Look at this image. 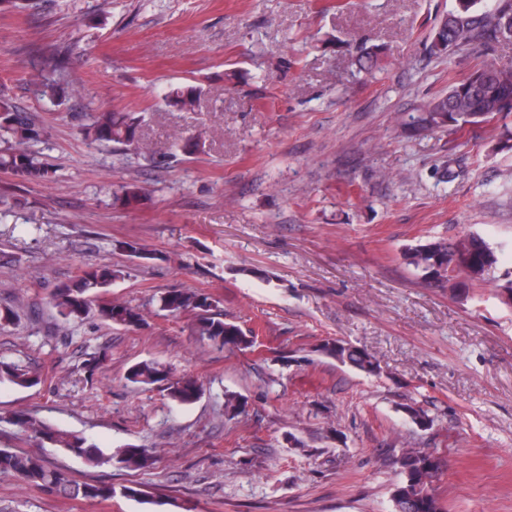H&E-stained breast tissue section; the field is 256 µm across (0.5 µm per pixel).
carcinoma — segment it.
I'll use <instances>...</instances> for the list:
<instances>
[{
    "mask_svg": "<svg viewBox=\"0 0 512 512\" xmlns=\"http://www.w3.org/2000/svg\"><path fill=\"white\" fill-rule=\"evenodd\" d=\"M479 2L456 0L454 11L448 14L433 35L430 44L432 53L447 50L449 42L454 44L456 50L464 51L477 43L488 47L498 39L500 27L512 21V0H499L494 13L481 18L475 16ZM379 54V48L362 45L357 63L362 69H370L377 64ZM31 83L42 98L55 100L64 93L61 83L51 77L38 74ZM509 96H512V66L480 64L465 78L452 83L447 93L435 96L422 105L416 114L410 116L408 126L416 133L443 129L456 131L501 113V102ZM199 98L200 92L191 88L185 92L171 93L166 101L173 108L188 111L196 107ZM139 130V119L128 112H95L91 115L90 123L82 128L84 135L95 141L132 146L146 153L148 147L142 141ZM42 137L43 128L31 114L23 111L9 94L0 90V139L8 142L7 147L0 148V171L9 172L30 183L50 181L55 170L39 160L31 150ZM146 200L145 194L134 185H121L113 191L115 205L135 208ZM460 249L472 251L471 263L465 271L453 263V257ZM403 258L426 284L435 288H454L462 275L471 282H488L494 279L498 263L496 251L476 235L409 246L403 252ZM121 275V270L109 267L86 270L72 282L55 288L51 304L57 314L66 320H83L95 312L104 321L136 330L143 323V316L134 308L118 301L96 302L100 289ZM158 304L160 310L171 314L192 313L198 335L222 347H249L252 333L224 321V314L218 310L219 301L207 294L174 288L160 296ZM127 379L145 386L164 382L170 399L179 404L193 403L200 393L195 381H171L165 369L155 362L134 364L128 371ZM2 382L30 387L37 384V379L16 363L0 361ZM11 422L32 438L72 453L93 467L110 465L114 461L134 470L152 465L150 456L143 448L129 445L114 455L84 437L53 428L26 411L14 413ZM398 465L403 480L393 498L397 506L395 512H444L432 487L437 474L422 468L421 460L413 453L402 456ZM0 474L19 477L30 485L70 500L107 501L118 492L133 497L142 495L139 489L125 486L118 490L110 482H77L47 466L39 455L4 448L0 449Z\"/></svg>",
    "mask_w": 512,
    "mask_h": 512,
    "instance_id": "1",
    "label": "carcinoma"
}]
</instances>
